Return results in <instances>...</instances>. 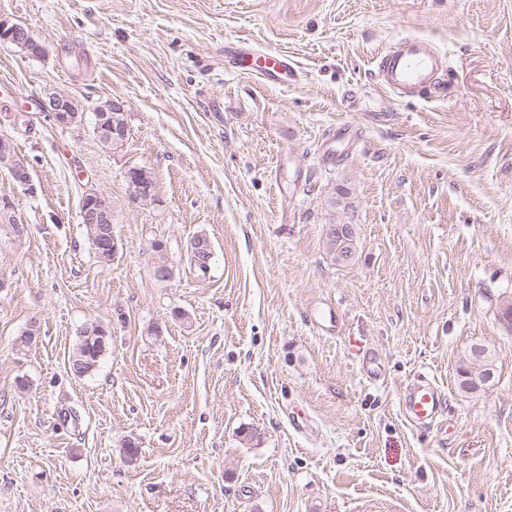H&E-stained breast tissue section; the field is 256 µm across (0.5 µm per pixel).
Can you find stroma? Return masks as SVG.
<instances>
[{"label":"stroma","instance_id":"stroma-1","mask_svg":"<svg viewBox=\"0 0 512 512\" xmlns=\"http://www.w3.org/2000/svg\"><path fill=\"white\" fill-rule=\"evenodd\" d=\"M0 22L46 50L0 41V136L34 186L0 169V512H512V0H0ZM408 35L447 54L443 93L379 85L375 57ZM242 47L284 55L287 82L234 67ZM53 91L80 124L43 111ZM107 99L117 149L93 131ZM90 189L112 203L109 264ZM338 207L358 226L346 266L324 247ZM91 322L112 337L78 377ZM474 344L497 375L467 393ZM421 373L447 436L402 415ZM127 177L129 179V182L131 184V187L133 189V194L136 199H142V202L145 203H152L154 202V189L152 188L149 190V188L146 189V187L138 182L134 181H141L147 185H153L154 179L150 171L146 170L142 167H132L128 169L127 171ZM149 190V191H148ZM148 191V193L144 194L142 197L141 195ZM88 194L93 197L87 198ZM84 197L91 201V208L83 213L84 222L82 215L80 216L81 220L87 225L90 240L94 247L99 248L101 257L112 262L119 251V240L112 232V205L107 199L93 191L86 192ZM94 324L83 326L79 342L69 357V368L79 377L92 374L108 348V338L101 335V326Z\"/></svg>","mask_w":512,"mask_h":512}]
</instances>
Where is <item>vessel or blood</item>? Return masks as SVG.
<instances>
[{
    "label": "vessel or blood",
    "instance_id": "b4317fda",
    "mask_svg": "<svg viewBox=\"0 0 512 512\" xmlns=\"http://www.w3.org/2000/svg\"><path fill=\"white\" fill-rule=\"evenodd\" d=\"M236 63L264 79L284 80L288 77V61L280 54L245 53L237 57ZM447 67V57L430 43L416 37H405L377 56L375 74L389 92L409 96L434 88ZM446 407L445 395L431 378H421L404 388L403 415L413 427L434 426L439 432H447Z\"/></svg>",
    "mask_w": 512,
    "mask_h": 512
}]
</instances>
